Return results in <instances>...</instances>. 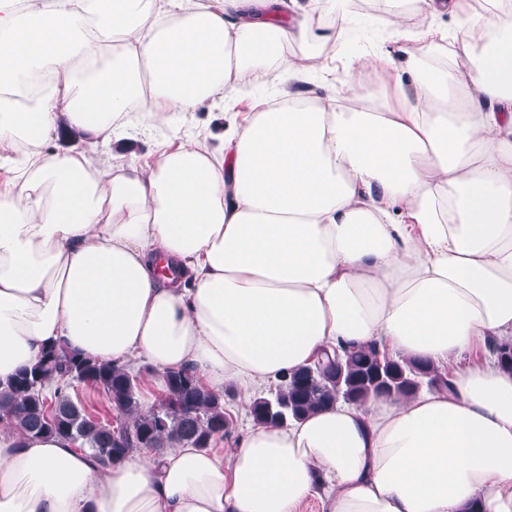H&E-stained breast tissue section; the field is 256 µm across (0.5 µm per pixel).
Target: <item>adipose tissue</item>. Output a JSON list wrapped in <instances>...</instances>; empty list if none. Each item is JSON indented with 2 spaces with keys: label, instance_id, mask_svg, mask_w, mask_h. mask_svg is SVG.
<instances>
[{
  "label": "adipose tissue",
  "instance_id": "obj_1",
  "mask_svg": "<svg viewBox=\"0 0 512 512\" xmlns=\"http://www.w3.org/2000/svg\"><path fill=\"white\" fill-rule=\"evenodd\" d=\"M389 48L345 86L290 44L347 36L338 0H0V381L62 342L251 396L343 346L429 361L450 388L251 425L101 465L0 423V512H512V0H391ZM449 16L453 30L434 25ZM392 75L390 90L367 74ZM278 85L222 146L107 145ZM481 350V358L462 363Z\"/></svg>",
  "mask_w": 512,
  "mask_h": 512
}]
</instances>
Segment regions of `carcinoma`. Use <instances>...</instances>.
<instances>
[{"instance_id":"obj_1","label":"carcinoma","mask_w":512,"mask_h":512,"mask_svg":"<svg viewBox=\"0 0 512 512\" xmlns=\"http://www.w3.org/2000/svg\"><path fill=\"white\" fill-rule=\"evenodd\" d=\"M162 378V395L145 410L126 366L51 345L38 362L0 382V422L34 437H66L103 465L138 448L159 451L178 443L209 448L224 438L229 430L224 395L205 389L188 371H167ZM78 385L101 392L116 417L125 420L122 429L90 414L72 394ZM437 387H450L448 375L426 362L390 355L377 343L343 347L318 367L281 376L274 391L253 401L251 415L257 424L283 426L340 401L363 404Z\"/></svg>"}]
</instances>
